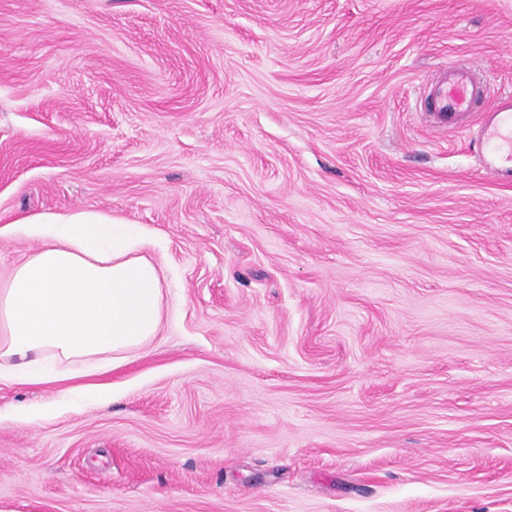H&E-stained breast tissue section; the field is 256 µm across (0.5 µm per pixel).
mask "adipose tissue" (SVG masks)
Returning <instances> with one entry per match:
<instances>
[{
	"label": "adipose tissue",
	"mask_w": 512,
	"mask_h": 512,
	"mask_svg": "<svg viewBox=\"0 0 512 512\" xmlns=\"http://www.w3.org/2000/svg\"><path fill=\"white\" fill-rule=\"evenodd\" d=\"M40 247L0 281V380H64L65 366L119 362L158 335L163 310L155 238L109 214H40L8 225Z\"/></svg>",
	"instance_id": "obj_1"
}]
</instances>
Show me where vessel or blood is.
Segmentation results:
<instances>
[{"label":"vessel or blood","mask_w":512,"mask_h":512,"mask_svg":"<svg viewBox=\"0 0 512 512\" xmlns=\"http://www.w3.org/2000/svg\"><path fill=\"white\" fill-rule=\"evenodd\" d=\"M484 92V84L474 73L449 69L447 78L435 80L430 88L442 121L449 130L459 128L463 115L471 112ZM479 145L491 158L499 178L512 179V96L501 99L488 113Z\"/></svg>","instance_id":"b4317fda"}]
</instances>
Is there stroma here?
Instances as JSON below:
<instances>
[{
  "instance_id": "35a3bbf8",
  "label": "stroma",
  "mask_w": 512,
  "mask_h": 512,
  "mask_svg": "<svg viewBox=\"0 0 512 512\" xmlns=\"http://www.w3.org/2000/svg\"><path fill=\"white\" fill-rule=\"evenodd\" d=\"M451 65L489 83L453 134ZM511 93L512 0H0V227L164 259L151 343L0 382V512H512V180L472 146Z\"/></svg>"
}]
</instances>
